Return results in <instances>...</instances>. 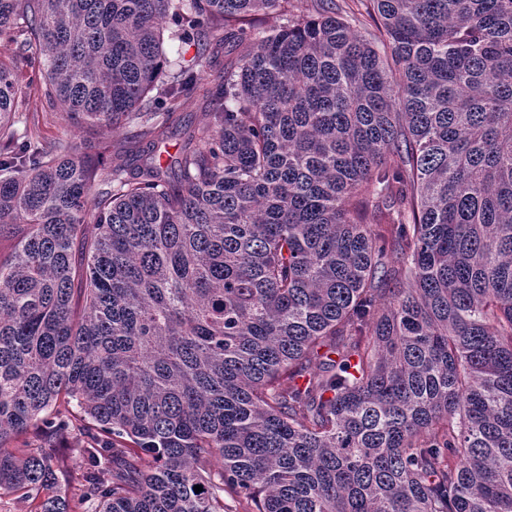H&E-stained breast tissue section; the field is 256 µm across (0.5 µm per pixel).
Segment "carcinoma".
<instances>
[{
  "label": "carcinoma",
  "instance_id": "carcinoma-1",
  "mask_svg": "<svg viewBox=\"0 0 512 512\" xmlns=\"http://www.w3.org/2000/svg\"><path fill=\"white\" fill-rule=\"evenodd\" d=\"M299 2L0 0V497L74 432L93 512H512V0ZM337 3L342 6L343 17L350 22L351 26L357 33L367 37L368 33H378L374 20L367 14V1L352 2L350 0H337ZM243 48L235 46L232 43L226 44L222 53H219L217 65L213 67H206L204 69L203 77L205 81L214 79L219 72L220 68H237L242 64ZM40 131L45 137H55L59 135H68L78 144L82 142V137L78 136V133L70 126L64 112H60L58 109L54 112L51 121L45 123L42 121L40 114ZM42 435H44V425L42 421L38 420L25 433L11 440L6 447L17 455H24L38 448Z\"/></svg>",
  "mask_w": 512,
  "mask_h": 512
}]
</instances>
